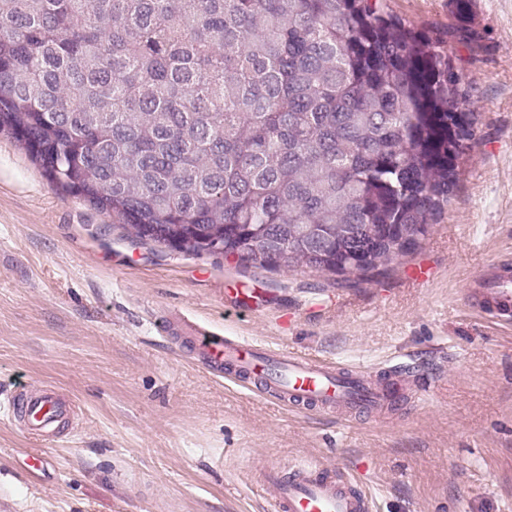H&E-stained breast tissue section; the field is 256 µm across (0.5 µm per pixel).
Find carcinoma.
I'll return each mask as SVG.
<instances>
[{
    "label": "carcinoma",
    "mask_w": 512,
    "mask_h": 512,
    "mask_svg": "<svg viewBox=\"0 0 512 512\" xmlns=\"http://www.w3.org/2000/svg\"><path fill=\"white\" fill-rule=\"evenodd\" d=\"M380 0H0V130L136 241L359 286L455 195L448 41Z\"/></svg>",
    "instance_id": "cac0c4a2"
}]
</instances>
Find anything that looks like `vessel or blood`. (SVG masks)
<instances>
[{"label": "vessel or blood", "mask_w": 512, "mask_h": 512, "mask_svg": "<svg viewBox=\"0 0 512 512\" xmlns=\"http://www.w3.org/2000/svg\"><path fill=\"white\" fill-rule=\"evenodd\" d=\"M477 310L503 315L512 313V270L496 267L473 283ZM162 334L191 339L195 361L210 373L230 370L235 383H264L267 394L280 404L315 407L342 413L361 402L381 410L400 390L395 371H388L377 385L366 383L360 373L333 364L271 352L255 343L220 335L210 327L173 314L160 325ZM74 401L63 400L51 387L21 394L18 414L29 436L54 432L61 419L74 410ZM261 486L273 488V512H373V500L358 482L340 478L333 470L315 463L293 467L290 473L276 468L259 475Z\"/></svg>", "instance_id": "b4317fda"}]
</instances>
